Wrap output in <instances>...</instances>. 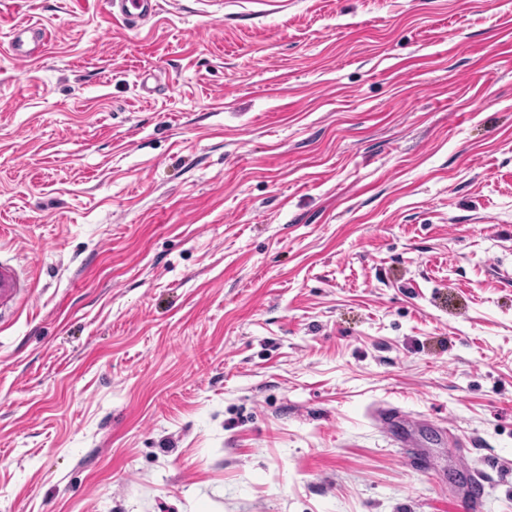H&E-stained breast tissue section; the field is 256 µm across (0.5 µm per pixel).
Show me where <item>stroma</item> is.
I'll return each instance as SVG.
<instances>
[{
    "label": "stroma",
    "instance_id": "stroma-1",
    "mask_svg": "<svg viewBox=\"0 0 512 512\" xmlns=\"http://www.w3.org/2000/svg\"><path fill=\"white\" fill-rule=\"evenodd\" d=\"M0 257V512H512V0H0ZM106 4L112 17L123 21L145 18L151 16L156 10V3L153 0H107ZM9 49L12 57L29 61L41 54L47 45L48 33L40 25L18 26L10 30ZM31 283L23 280L18 268L0 261V309L13 303Z\"/></svg>",
    "mask_w": 512,
    "mask_h": 512
}]
</instances>
